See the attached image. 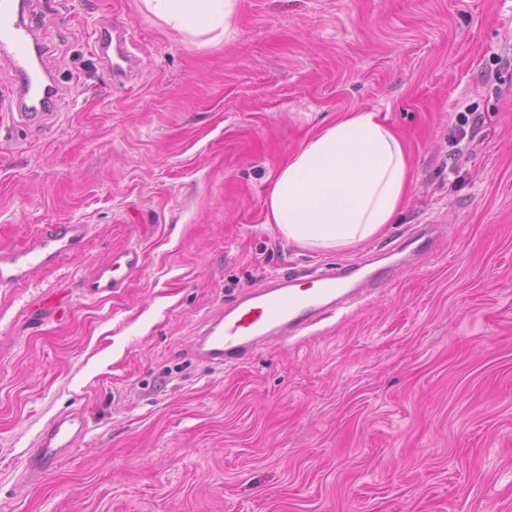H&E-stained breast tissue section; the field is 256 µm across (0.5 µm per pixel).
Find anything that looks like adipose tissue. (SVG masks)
Segmentation results:
<instances>
[{"instance_id": "1", "label": "adipose tissue", "mask_w": 512, "mask_h": 512, "mask_svg": "<svg viewBox=\"0 0 512 512\" xmlns=\"http://www.w3.org/2000/svg\"><path fill=\"white\" fill-rule=\"evenodd\" d=\"M192 37L229 34L237 0H144ZM411 179L407 149L377 113L357 109L318 131L273 177L265 221L300 246L359 245L393 223Z\"/></svg>"}]
</instances>
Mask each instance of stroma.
Instances as JSON below:
<instances>
[{"label":"stroma","instance_id":"obj_1","mask_svg":"<svg viewBox=\"0 0 512 512\" xmlns=\"http://www.w3.org/2000/svg\"><path fill=\"white\" fill-rule=\"evenodd\" d=\"M27 8L66 105L40 137L0 125V247L89 230L0 286V512H512V0H238L212 44L143 0ZM115 15L141 58L117 85L92 52ZM357 108L404 139L411 187L374 238L303 248L265 221L272 175ZM421 224L439 249L346 317L226 368L191 357L273 275L371 273ZM131 247L138 279L83 297ZM74 410L87 436L29 481L35 436Z\"/></svg>","mask_w":512,"mask_h":512}]
</instances>
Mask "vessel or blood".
Segmentation results:
<instances>
[{
  "label": "vessel or blood",
  "mask_w": 512,
  "mask_h": 512,
  "mask_svg": "<svg viewBox=\"0 0 512 512\" xmlns=\"http://www.w3.org/2000/svg\"><path fill=\"white\" fill-rule=\"evenodd\" d=\"M21 13L16 0H0V44L12 48L17 71L9 106L18 122L43 131L56 119L62 97L57 85L44 83L42 76L27 66L38 42L34 23L22 21ZM94 52L118 84L126 81L139 65L131 27L116 17L99 23ZM87 232L84 224H51L23 247L1 248L0 286L26 282L61 253L78 251ZM433 244L431 229L422 228L407 237L401 248L413 257L431 249ZM142 268V252L128 249L83 280L81 288L86 296L103 300L128 287ZM390 270L387 264L378 267L357 286L351 283L353 271L349 268L276 277L266 287L247 293L226 307L223 314L210 319L192 354L217 366L244 360L260 344L286 340L333 314L336 308L365 299L387 284ZM87 433L84 412L72 411L51 419L38 434L26 461L30 477L42 479L77 449Z\"/></svg>",
  "instance_id": "1"
}]
</instances>
